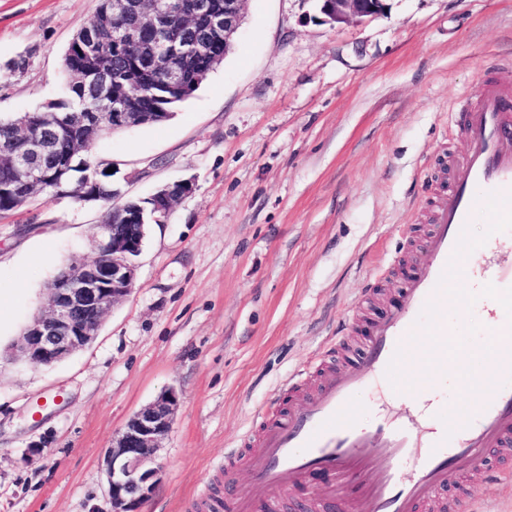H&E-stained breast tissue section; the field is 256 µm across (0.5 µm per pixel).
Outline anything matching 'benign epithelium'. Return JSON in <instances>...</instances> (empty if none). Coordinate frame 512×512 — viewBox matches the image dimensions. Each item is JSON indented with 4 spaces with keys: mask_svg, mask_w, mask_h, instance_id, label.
<instances>
[{
    "mask_svg": "<svg viewBox=\"0 0 512 512\" xmlns=\"http://www.w3.org/2000/svg\"><path fill=\"white\" fill-rule=\"evenodd\" d=\"M175 0H111L107 20L85 36L89 44L87 71L97 76L99 89L112 91L119 98L127 92V83L110 78V59L133 51L154 66L172 55H194L209 40L224 37L230 46L244 17V0H224V11L216 10L211 0H189L183 6L188 21L208 19V30L192 41L182 39L181 30L168 28L161 43L137 42L120 35L119 27L159 26L174 7ZM320 17L317 21L335 25L362 21L382 14L385 0H317ZM112 121L125 129L143 123V113L129 107L112 113ZM22 150L14 153L12 146L0 149V167L11 166L22 173L12 191L24 195L33 181L42 177L38 163L47 149L55 126V117H43L45 135L39 137L19 121ZM192 180H182L158 189L150 198L152 220L162 222L174 203L192 193ZM99 254L89 263L65 271L47 288V311L37 316L18 339L17 352L29 365L48 368L83 350L98 335L108 311L121 303L131 292L136 276L134 258L143 250V237L131 233L124 224L97 226ZM179 405L173 389L164 391L156 401L138 410L126 423L121 435L112 442L104 456L108 493L112 512H141L159 484L163 466L159 462L160 441L170 431Z\"/></svg>",
    "mask_w": 512,
    "mask_h": 512,
    "instance_id": "obj_1",
    "label": "benign epithelium"
}]
</instances>
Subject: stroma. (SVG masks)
Returning <instances> with one entry per match:
<instances>
[{"label": "stroma", "instance_id": "35a3bbf8", "mask_svg": "<svg viewBox=\"0 0 512 512\" xmlns=\"http://www.w3.org/2000/svg\"><path fill=\"white\" fill-rule=\"evenodd\" d=\"M382 15L331 26L314 0H247L233 47L173 117L101 137L90 155L124 198L195 183L137 259L131 294L95 340L44 369L0 355V512H112L103 456L130 417L176 389L163 474L142 512H192L251 481L224 477L288 375L303 393L348 357L365 319L426 257L423 190L467 151L448 114L512 60V0H387ZM98 0H0V117L62 94L64 51ZM25 55L24 71L8 61ZM102 203L40 194L0 215V352L42 310L58 269L97 255ZM359 416L419 423L370 388ZM495 460L449 473L460 512H512Z\"/></svg>", "mask_w": 512, "mask_h": 512}]
</instances>
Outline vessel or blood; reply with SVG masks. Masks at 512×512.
Instances as JSON below:
<instances>
[{"label":"vessel or blood","instance_id":"b4317fda","mask_svg":"<svg viewBox=\"0 0 512 512\" xmlns=\"http://www.w3.org/2000/svg\"><path fill=\"white\" fill-rule=\"evenodd\" d=\"M459 119L469 140L467 156L436 196L424 239L425 261L405 274L401 297L367 330L361 355L340 374H329L317 396L296 403L301 375L282 388L278 401L286 417L263 418L241 460L253 480L233 491L229 503L198 500L197 512H254L257 503L274 506L280 492L312 471L328 476L329 495L350 512H425L438 506L449 470L462 471L488 449L512 446V323L490 316L492 341L487 369L458 359L464 389L473 396L465 408L443 405L431 433L409 424L357 420L355 403L375 384L411 400H423L433 382L446 375L443 362L421 374L413 362L422 353L415 337L421 314L434 321L432 336L447 341L449 307L467 308L471 300L512 307V263L493 258L499 246L489 236L483 250L468 251L469 226L476 213L492 224H512V83L487 74L476 103L460 101ZM457 275L473 282L474 294L449 296L448 281Z\"/></svg>","mask_w":512,"mask_h":512}]
</instances>
